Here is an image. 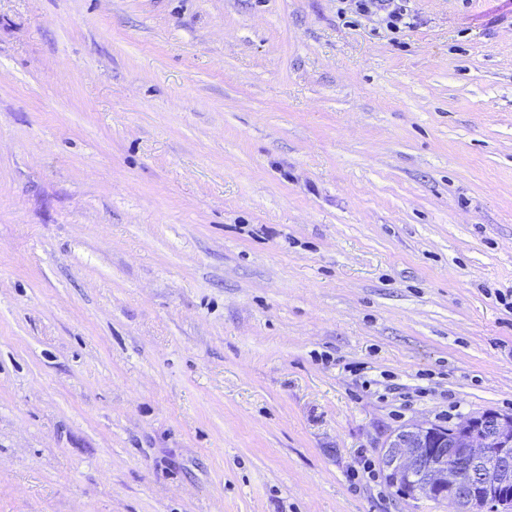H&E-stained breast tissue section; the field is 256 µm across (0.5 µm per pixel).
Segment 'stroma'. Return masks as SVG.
Here are the masks:
<instances>
[{
  "instance_id": "obj_1",
  "label": "stroma",
  "mask_w": 512,
  "mask_h": 512,
  "mask_svg": "<svg viewBox=\"0 0 512 512\" xmlns=\"http://www.w3.org/2000/svg\"><path fill=\"white\" fill-rule=\"evenodd\" d=\"M0 0V512H452L389 435L512 416V0ZM356 11L360 15L380 16L386 27L390 30H400L407 24V9L404 0H354Z\"/></svg>"
}]
</instances>
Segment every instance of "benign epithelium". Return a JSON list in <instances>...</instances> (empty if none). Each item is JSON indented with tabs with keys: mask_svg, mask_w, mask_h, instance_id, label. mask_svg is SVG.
<instances>
[{
	"mask_svg": "<svg viewBox=\"0 0 512 512\" xmlns=\"http://www.w3.org/2000/svg\"><path fill=\"white\" fill-rule=\"evenodd\" d=\"M512 419L488 415L456 430H437L422 423L394 432L380 454L384 470L396 478L417 475L425 490L448 501L454 509L466 502L475 481L493 478L512 486V464L491 456L490 446L505 439ZM439 462H433V457Z\"/></svg>",
	"mask_w": 512,
	"mask_h": 512,
	"instance_id": "obj_1",
	"label": "benign epithelium"
}]
</instances>
